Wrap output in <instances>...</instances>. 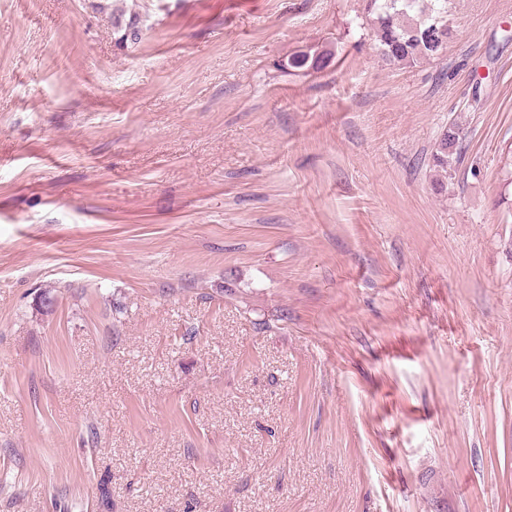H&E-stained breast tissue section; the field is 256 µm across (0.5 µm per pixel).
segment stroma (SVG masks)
Returning <instances> with one entry per match:
<instances>
[{"mask_svg": "<svg viewBox=\"0 0 512 512\" xmlns=\"http://www.w3.org/2000/svg\"><path fill=\"white\" fill-rule=\"evenodd\" d=\"M132 2L0 0V512H512V0ZM365 9L381 58L412 67L441 60L453 29L448 0H366ZM126 12L124 9L112 10V25L114 35H117L116 43L120 45L127 44L128 42L136 43L140 38L141 16L138 13H130L128 19L125 18ZM334 55V50L327 47L313 52L311 49L295 52L288 58V69L303 72L318 71L327 66ZM459 139V132L455 125H446L440 134V137L431 153L432 163L434 167L440 168L445 173L448 167L452 165L454 155V147Z\"/></svg>", "mask_w": 512, "mask_h": 512, "instance_id": "35a3bbf8", "label": "stroma"}]
</instances>
